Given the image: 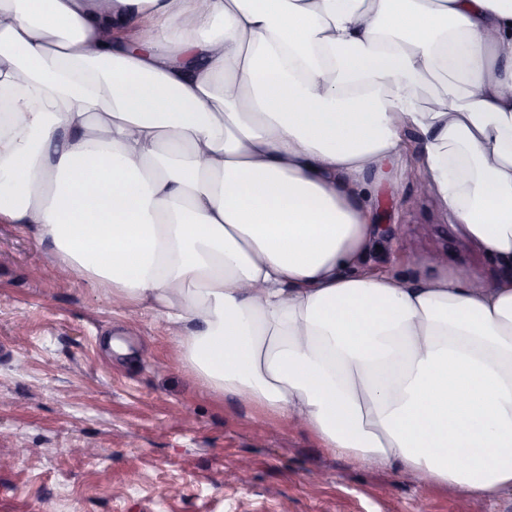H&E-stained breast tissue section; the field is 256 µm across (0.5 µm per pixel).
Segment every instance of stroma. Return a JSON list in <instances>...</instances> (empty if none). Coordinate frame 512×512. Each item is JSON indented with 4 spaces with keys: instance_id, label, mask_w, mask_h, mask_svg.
<instances>
[{
    "instance_id": "1",
    "label": "stroma",
    "mask_w": 512,
    "mask_h": 512,
    "mask_svg": "<svg viewBox=\"0 0 512 512\" xmlns=\"http://www.w3.org/2000/svg\"><path fill=\"white\" fill-rule=\"evenodd\" d=\"M420 179L368 175L377 225L366 266L431 278L464 263L495 278L462 226L419 197ZM19 448L26 456L0 470V512H458L446 490L358 465L295 423L202 389L164 321L129 318L0 222V457ZM243 458L248 483L227 482Z\"/></svg>"
}]
</instances>
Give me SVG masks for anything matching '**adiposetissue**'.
I'll return each mask as SVG.
<instances>
[{
    "instance_id": "adipose-tissue-1",
    "label": "adipose tissue",
    "mask_w": 512,
    "mask_h": 512,
    "mask_svg": "<svg viewBox=\"0 0 512 512\" xmlns=\"http://www.w3.org/2000/svg\"><path fill=\"white\" fill-rule=\"evenodd\" d=\"M176 41L131 49L142 18ZM461 77L421 101L426 76ZM0 220L175 329L205 389L512 492V0H0ZM498 267L377 275L404 136Z\"/></svg>"
}]
</instances>
